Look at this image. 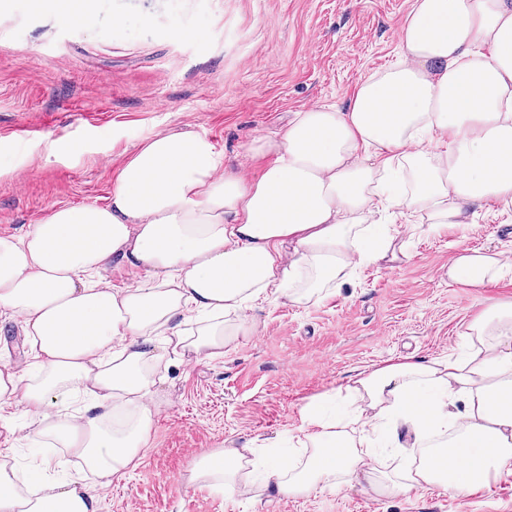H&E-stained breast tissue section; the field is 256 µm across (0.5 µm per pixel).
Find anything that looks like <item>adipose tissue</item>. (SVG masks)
I'll list each match as a JSON object with an SVG mask.
<instances>
[{
  "label": "adipose tissue",
  "instance_id": "adipose-tissue-1",
  "mask_svg": "<svg viewBox=\"0 0 512 512\" xmlns=\"http://www.w3.org/2000/svg\"><path fill=\"white\" fill-rule=\"evenodd\" d=\"M247 153L251 179L206 136L159 133L119 169L108 204L55 208L21 235H0V316L21 319L31 356L0 362V428L24 420L34 441L98 478L49 484L52 460L22 480L1 465L0 512H96L100 489L144 449L156 367L222 356L251 335L248 311L319 300L354 267L386 260L394 236L375 212H420L442 228L470 223L489 200L512 209V0H413L393 64L359 81L346 107L294 113ZM117 260L143 279L113 285ZM504 268L464 250L448 275L480 288ZM466 334L493 342L464 360L406 359L361 376L346 390L352 416L309 402L297 438L305 459L218 448L191 482L308 495L367 472L377 429L402 424L418 442L454 425L451 441L379 489H486L512 473V302L486 304Z\"/></svg>",
  "mask_w": 512,
  "mask_h": 512
}]
</instances>
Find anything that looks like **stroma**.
<instances>
[{
	"instance_id": "35a3bbf8",
	"label": "stroma",
	"mask_w": 512,
	"mask_h": 512,
	"mask_svg": "<svg viewBox=\"0 0 512 512\" xmlns=\"http://www.w3.org/2000/svg\"><path fill=\"white\" fill-rule=\"evenodd\" d=\"M412 0H96L73 19L43 0H0V235L51 209L103 205L144 139L208 137L224 161L256 171L246 149L292 113L346 106L359 80L396 59ZM78 150L59 161L50 141ZM398 260L354 269L317 302L253 311L258 327L218 358L163 366L158 413L138 465L100 491L97 512H512V475L480 493L426 488L378 496L366 479L307 496L228 495L188 480L203 454L272 439L295 444L302 409L360 373L409 355L481 349L461 334L485 300L512 301V273L481 289L448 277L457 251L512 256V211L432 229L397 218Z\"/></svg>"
}]
</instances>
